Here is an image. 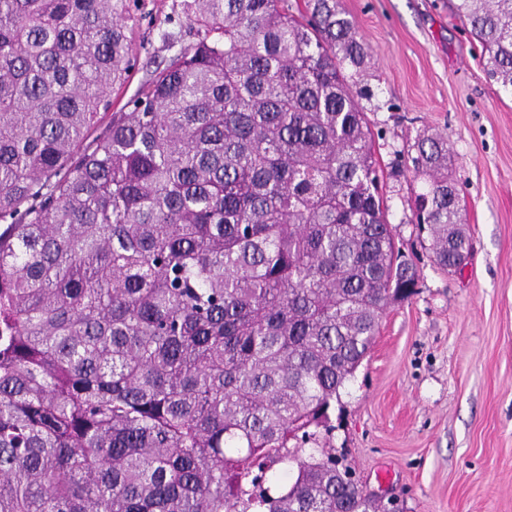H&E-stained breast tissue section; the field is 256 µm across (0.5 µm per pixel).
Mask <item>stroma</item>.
I'll return each mask as SVG.
<instances>
[{
    "label": "stroma",
    "mask_w": 512,
    "mask_h": 512,
    "mask_svg": "<svg viewBox=\"0 0 512 512\" xmlns=\"http://www.w3.org/2000/svg\"><path fill=\"white\" fill-rule=\"evenodd\" d=\"M367 44V116L395 241L420 271L386 311L341 394L334 444L366 491L405 512H512V95L487 80L480 47L448 0H342ZM122 106L157 65L194 40L183 0H138ZM447 134L472 243L460 271L433 262L412 222L421 185L409 137Z\"/></svg>",
    "instance_id": "stroma-1"
}]
</instances>
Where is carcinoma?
<instances>
[{
	"label": "carcinoma",
	"instance_id": "cac0c4a2",
	"mask_svg": "<svg viewBox=\"0 0 512 512\" xmlns=\"http://www.w3.org/2000/svg\"><path fill=\"white\" fill-rule=\"evenodd\" d=\"M512 90V0H450ZM120 109L131 0H0V512H389L327 441L396 249L340 0H184ZM434 263L448 136L407 149ZM288 469L281 485L277 472Z\"/></svg>",
	"mask_w": 512,
	"mask_h": 512
}]
</instances>
